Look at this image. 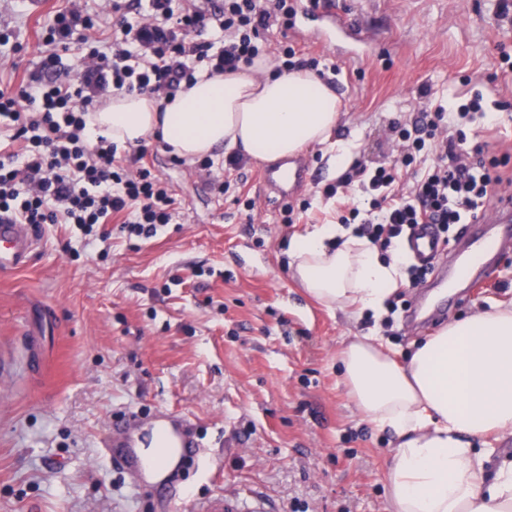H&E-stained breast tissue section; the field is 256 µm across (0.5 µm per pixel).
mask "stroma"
I'll list each match as a JSON object with an SVG mask.
<instances>
[{
	"label": "stroma",
	"mask_w": 512,
	"mask_h": 512,
	"mask_svg": "<svg viewBox=\"0 0 512 512\" xmlns=\"http://www.w3.org/2000/svg\"><path fill=\"white\" fill-rule=\"evenodd\" d=\"M500 0H336L380 41L365 50L349 34L321 44L327 23L299 20V34L265 33L269 54L289 44L297 58L326 64L323 77L342 119L325 144L304 150L310 181L292 205L308 202L294 223L267 198L247 161L208 178L149 145L155 173L180 203L178 223L143 241L106 225L86 242L72 226H47L28 264L0 273V512H161L150 487H135L105 457L100 441L123 413L158 408L199 424L211 473L182 469L184 498L215 492L261 497L274 512H391L387 474L396 438L367 421L349 396L337 356L373 321L317 302L288 268L290 239L314 224L338 223L350 199L328 198L340 169L337 146L366 167L396 153L392 122L412 123L427 102L456 108L482 93L486 117L466 129L485 156L512 144V72L495 71L512 55V23ZM67 0L32 14L27 0H0V32L20 52L0 47V83L38 72L41 37ZM256 202L247 213L241 199ZM392 325L382 334L391 356L407 362L441 323L406 326L422 289L408 276ZM512 306V249L498 258L489 284L454 288L449 319Z\"/></svg>",
	"instance_id": "stroma-1"
}]
</instances>
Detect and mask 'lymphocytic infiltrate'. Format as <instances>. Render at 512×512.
I'll list each match as a JSON object with an SVG mask.
<instances>
[{"instance_id":"lymphocytic-infiltrate-1","label":"lymphocytic infiltrate","mask_w":512,"mask_h":512,"mask_svg":"<svg viewBox=\"0 0 512 512\" xmlns=\"http://www.w3.org/2000/svg\"><path fill=\"white\" fill-rule=\"evenodd\" d=\"M294 0H148L147 12L112 0L111 17L75 7L56 13L42 36L49 69L58 51L73 52V75L29 79L0 88V118L7 119L11 148L0 149V219L13 224H68L84 235L95 226L150 239L179 215L177 200L154 173L146 145L118 155L106 138L90 141L87 118L94 99L119 93L167 98L196 81L238 70L262 56L263 33L287 29ZM209 31L210 39L197 35ZM483 110L475 94L448 111L430 104L412 126L393 123L403 155L369 169L357 167L329 186L328 194L360 182L370 197L365 209H350L361 235L381 250L414 225L447 230L475 221L501 184L507 157L473 164L462 159L461 126ZM420 162L412 185L398 188L401 167Z\"/></svg>"}]
</instances>
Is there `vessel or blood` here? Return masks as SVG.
Listing matches in <instances>:
<instances>
[{
	"label": "vessel or blood",
	"mask_w": 512,
	"mask_h": 512,
	"mask_svg": "<svg viewBox=\"0 0 512 512\" xmlns=\"http://www.w3.org/2000/svg\"><path fill=\"white\" fill-rule=\"evenodd\" d=\"M308 12L350 32L359 30L356 18L337 13L336 0H312ZM260 177L266 192L282 200L289 198L306 181L307 169L302 160L297 159L286 165L262 170ZM509 221H512V199H497L477 219L478 231L471 234L459 248L456 263L446 273L447 279L456 282L475 273L480 280H487L492 271V254L501 240L499 229ZM36 244L37 235L31 225L0 223V271L24 267ZM407 249L415 263L426 264L437 262L445 252V245L433 225L421 224L409 235ZM139 429L137 416L122 418L112 424L101 446L134 478H142L147 472L158 468L164 469V479L160 484L162 508L164 512H173L177 500L172 493L179 483V465L199 454L200 443L195 434V425L189 417L158 412L152 423V434L163 453L156 459L142 452L143 440L138 435ZM201 512H268V508L265 502L258 499L246 502L221 495L207 501Z\"/></svg>",
	"instance_id": "vessel-or-blood-1"
}]
</instances>
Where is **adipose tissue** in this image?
<instances>
[{
	"mask_svg": "<svg viewBox=\"0 0 512 512\" xmlns=\"http://www.w3.org/2000/svg\"><path fill=\"white\" fill-rule=\"evenodd\" d=\"M340 110L320 78L277 71L261 57L234 73L201 75L166 103L112 96L89 126L121 149L152 137L187 160L225 147L266 161L326 142ZM288 257L311 297L354 314L382 312L402 264L396 256L382 260L376 245L339 224L294 236ZM340 362L358 410L398 438L388 473L393 512H512V458L489 476L484 463L492 449L471 445L492 432L512 437V308L448 323L404 365L375 334L351 338Z\"/></svg>",
	"mask_w": 512,
	"mask_h": 512,
	"instance_id": "adipose-tissue-1",
	"label": "adipose tissue"
}]
</instances>
